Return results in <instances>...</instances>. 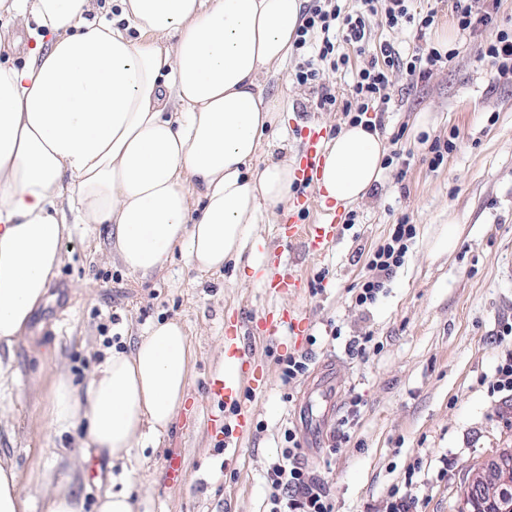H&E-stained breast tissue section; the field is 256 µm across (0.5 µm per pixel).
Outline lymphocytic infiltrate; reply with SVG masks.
I'll list each match as a JSON object with an SVG mask.
<instances>
[{"mask_svg": "<svg viewBox=\"0 0 512 512\" xmlns=\"http://www.w3.org/2000/svg\"><path fill=\"white\" fill-rule=\"evenodd\" d=\"M410 2L360 0L359 10L351 14L345 12L342 0H313L293 41L290 79L301 86H316L317 108L342 109L350 123L365 122L370 113L386 111L395 70L405 69L410 76L422 80L433 67L450 62L456 55L455 50L444 51L433 44L404 56L387 43L380 45L378 53L367 54L366 47L371 40L368 20L372 16L383 15L387 26H412L421 34L435 26L438 8H430L421 15L412 11ZM497 11V0H454L451 6L460 35L495 29L494 38L484 43L481 56L496 66L499 77L512 80V21L498 22ZM336 26L342 28V36L333 34ZM342 42L357 54L368 57L343 101L338 99L334 86L324 80L325 72H338L349 61L339 51ZM415 237L416 227L409 218L398 220L389 238L369 261L370 275L358 288L357 305L364 306L378 299L386 282L403 265ZM302 448L298 432L284 429L283 445L267 471L268 512H334L330 494L303 462Z\"/></svg>", "mask_w": 512, "mask_h": 512, "instance_id": "obj_1", "label": "lymphocytic infiltrate"}]
</instances>
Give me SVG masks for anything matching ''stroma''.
Here are the masks:
<instances>
[{
	"label": "stroma",
	"mask_w": 512,
	"mask_h": 512,
	"mask_svg": "<svg viewBox=\"0 0 512 512\" xmlns=\"http://www.w3.org/2000/svg\"><path fill=\"white\" fill-rule=\"evenodd\" d=\"M369 51L389 43L408 54L447 40L457 56L425 80L395 70L391 102L377 113L385 137H398L400 157L366 198L336 208V240L313 253L294 249L306 286L277 295L259 274L267 264L263 244L275 243L288 215L312 220L324 207L318 193L295 185L287 207L262 208L246 263H226L202 274L176 260L148 278L129 274L112 252L107 225H68L63 257L48 298L35 310L12 349L16 380L0 394V462L12 463L22 495L39 501L42 472L57 464L93 508L99 496L121 489L120 466L78 435L57 437L45 404L53 376L86 385L116 345L132 350L156 323L176 319L190 336V383L166 436L131 451L137 488L152 512H264L266 473L285 427L301 431L308 464L329 491L335 512H382L390 491L403 487L416 460L417 512H459L473 472L512 450V396H490L480 383L512 342H499L512 322V83L497 79L480 60L482 37L459 38L450 11L438 28L419 37L414 28H389L370 19ZM288 65L261 82L264 97H282L286 142L269 139L255 161L301 157L300 130L314 123L334 136L347 119L342 111L316 109V91L292 83ZM458 131L457 147L438 169L425 158L428 141ZM417 228L414 244L373 305L355 303V288L369 274L367 256L401 216ZM459 243L435 251L447 225ZM308 322L315 345H296L290 334L267 340L256 333L254 359L261 365L260 391L242 388L251 428L220 448L207 428L217 407L205 386L227 357V333L235 321L258 322L284 309ZM340 338H332V329ZM371 335L379 350L350 352L348 343ZM307 354L310 368L338 365L336 392L314 387L312 377L282 384L281 357ZM360 399L355 423L342 420ZM182 458L185 480L166 478L167 455ZM452 458L441 470V457Z\"/></svg>",
	"instance_id": "stroma-1"
}]
</instances>
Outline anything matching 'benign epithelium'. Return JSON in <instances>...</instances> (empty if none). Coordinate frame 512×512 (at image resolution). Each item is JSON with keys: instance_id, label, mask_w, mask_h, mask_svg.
I'll use <instances>...</instances> for the list:
<instances>
[{"instance_id": "benign-epithelium-1", "label": "benign epithelium", "mask_w": 512, "mask_h": 512, "mask_svg": "<svg viewBox=\"0 0 512 512\" xmlns=\"http://www.w3.org/2000/svg\"><path fill=\"white\" fill-rule=\"evenodd\" d=\"M461 512H512V450L499 456L490 473L472 474Z\"/></svg>"}]
</instances>
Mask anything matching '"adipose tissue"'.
I'll use <instances>...</instances> for the list:
<instances>
[{"instance_id": "ef3b65f1", "label": "adipose tissue", "mask_w": 512, "mask_h": 512, "mask_svg": "<svg viewBox=\"0 0 512 512\" xmlns=\"http://www.w3.org/2000/svg\"><path fill=\"white\" fill-rule=\"evenodd\" d=\"M305 0H0L40 29L23 68L0 66V344L13 346L62 261L66 224H106L125 269L145 277L174 257L201 272L240 259L261 206L288 203L296 165L254 167L286 103L261 79L288 57ZM378 130L345 125L325 146L318 189L362 201L384 173ZM182 322L154 324L113 352L86 390L56 377L55 434L126 464L159 440L189 383ZM42 512H84L70 478L47 467Z\"/></svg>"}]
</instances>
